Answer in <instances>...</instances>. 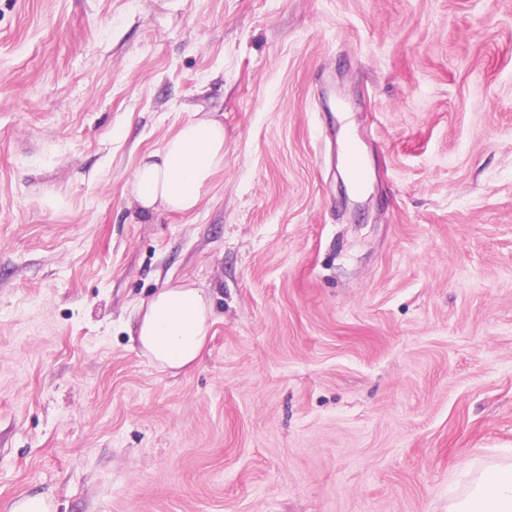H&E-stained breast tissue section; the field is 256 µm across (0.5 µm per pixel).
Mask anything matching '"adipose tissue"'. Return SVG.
<instances>
[{
    "mask_svg": "<svg viewBox=\"0 0 512 512\" xmlns=\"http://www.w3.org/2000/svg\"><path fill=\"white\" fill-rule=\"evenodd\" d=\"M223 166L224 124L199 114L141 159L132 175V194L146 214L161 209L190 213ZM213 321L214 306L203 289L170 283L152 296L128 334L158 371L178 374L198 363ZM448 512H512V463L485 467L472 490L449 500Z\"/></svg>",
    "mask_w": 512,
    "mask_h": 512,
    "instance_id": "ef3b65f1",
    "label": "adipose tissue"
}]
</instances>
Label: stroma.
Returning <instances> with one entry per match:
<instances>
[{
	"label": "stroma",
	"instance_id": "1",
	"mask_svg": "<svg viewBox=\"0 0 512 512\" xmlns=\"http://www.w3.org/2000/svg\"><path fill=\"white\" fill-rule=\"evenodd\" d=\"M196 112L223 170L142 214ZM171 278L176 376L125 330ZM501 460L512 0H0V512H448ZM195 115L136 167L132 194L144 214L160 207L176 213L195 211L211 177L224 168V122L210 112ZM214 315L212 300L202 288L168 283L152 296L127 331L158 371L179 374L198 363Z\"/></svg>",
	"mask_w": 512,
	"mask_h": 512
}]
</instances>
